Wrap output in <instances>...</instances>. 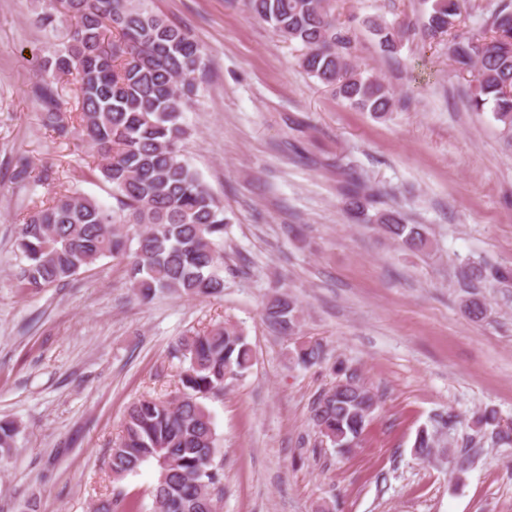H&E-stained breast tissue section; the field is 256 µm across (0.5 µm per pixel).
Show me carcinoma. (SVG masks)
Wrapping results in <instances>:
<instances>
[{
  "label": "carcinoma",
  "instance_id": "cac0c4a2",
  "mask_svg": "<svg viewBox=\"0 0 512 512\" xmlns=\"http://www.w3.org/2000/svg\"><path fill=\"white\" fill-rule=\"evenodd\" d=\"M468 0H433L423 34L449 36L448 50L465 67H477L469 107L481 112L493 103L496 118L512 137V0H501L482 34L460 27ZM249 10L279 37L301 44L299 65L350 105L377 116L392 111L393 96L376 77L366 76L352 61L351 38L336 26L325 0H247ZM64 19L67 40L44 62L40 93L46 105L41 119L57 136L69 124L56 104L51 77L76 74L77 111L84 139L98 154L91 173L112 185L118 209H109L77 192L59 193L23 219L16 241L14 286L40 291L88 270L100 259L125 262L129 288L142 300L162 291L189 299L224 293V206L198 173L181 158L189 135L183 122L201 67L199 45L180 27L148 10L145 0H67L60 10L48 0L34 22L46 30ZM382 52L399 51L404 29L372 22ZM340 191L353 219L380 225L402 246L422 251L427 232L406 224L400 213L377 208L383 192L348 174ZM374 214H369V211ZM512 282V270L473 268ZM264 316L277 333L299 330L294 297L272 296ZM176 357L186 363L172 398L146 394L126 409L121 434L109 448L117 481L156 467L152 489L155 512H219L223 473L215 462L218 448L214 417L205 399L224 392L229 377L252 368L254 352L237 326L217 323L189 331L176 342ZM293 363L318 364L322 343L304 340L291 352ZM360 379L346 376L322 392L312 407V423L322 438L345 450L365 429L371 413L363 407ZM478 423L495 435L512 439V422L495 413ZM19 433L14 420L0 419V456L9 455ZM435 435L418 431L414 448L429 458ZM94 512H138L120 490L100 501Z\"/></svg>",
  "mask_w": 512,
  "mask_h": 512
}]
</instances>
